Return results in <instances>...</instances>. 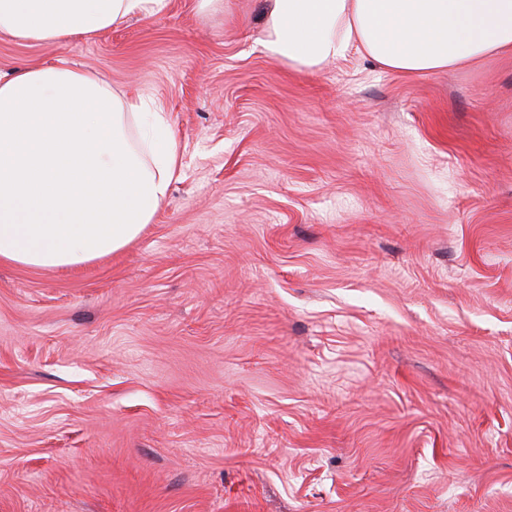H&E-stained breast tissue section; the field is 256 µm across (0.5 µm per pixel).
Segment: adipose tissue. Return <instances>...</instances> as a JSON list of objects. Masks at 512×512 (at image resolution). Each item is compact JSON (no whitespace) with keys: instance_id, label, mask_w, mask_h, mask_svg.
<instances>
[{"instance_id":"1","label":"adipose tissue","mask_w":512,"mask_h":512,"mask_svg":"<svg viewBox=\"0 0 512 512\" xmlns=\"http://www.w3.org/2000/svg\"><path fill=\"white\" fill-rule=\"evenodd\" d=\"M168 0H0V33L61 44ZM259 45L313 73L352 55L429 74L512 52V0H269ZM179 162L162 106L58 59L0 77V261L75 267L151 223Z\"/></svg>"}]
</instances>
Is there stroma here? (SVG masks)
Instances as JSON below:
<instances>
[{
    "label": "stroma",
    "mask_w": 512,
    "mask_h": 512,
    "mask_svg": "<svg viewBox=\"0 0 512 512\" xmlns=\"http://www.w3.org/2000/svg\"><path fill=\"white\" fill-rule=\"evenodd\" d=\"M230 2L0 33L181 158L119 252L0 263V512H512V53L299 73Z\"/></svg>",
    "instance_id": "obj_1"
}]
</instances>
